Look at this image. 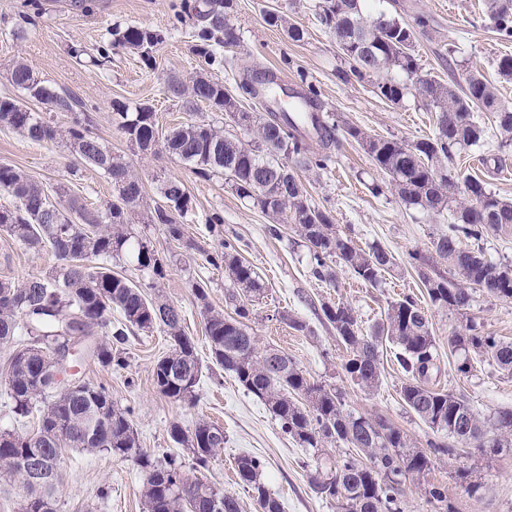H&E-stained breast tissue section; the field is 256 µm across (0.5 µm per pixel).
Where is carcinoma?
<instances>
[{"label":"carcinoma","mask_w":512,"mask_h":512,"mask_svg":"<svg viewBox=\"0 0 512 512\" xmlns=\"http://www.w3.org/2000/svg\"><path fill=\"white\" fill-rule=\"evenodd\" d=\"M368 2L319 0L316 18L335 39L348 64L343 78H372L375 94L398 104L408 86L386 73L415 74L416 35L431 26V18L419 14L412 24L384 13L371 18ZM486 2L492 30L500 39L512 40V0ZM232 6L233 0H222L221 8L202 16L204 25L196 32L195 45L196 54L205 62H216L231 71L237 69L235 58L216 55L214 47L232 48L239 41L229 24ZM265 22L287 25L288 37L295 42L305 38L304 28L286 23L278 14H266ZM115 34L120 44L140 53L146 64H153L154 56L141 53V47H156L161 41L159 34L136 25ZM496 74L495 83L480 70H471L460 87L434 79L422 81L418 94L425 106L438 112L437 133L413 143L376 138L354 126L328 123L320 92L309 84L290 92L297 98L292 111L273 112L268 108L266 116L253 118L246 128L253 134L249 140L211 124L187 122L164 137V148L171 157L192 165L196 173L229 176L239 198L278 224L294 225L306 243L316 279L335 282L334 266L338 264L375 287L384 273L397 266L393 254L379 244L366 251L360 249L336 230L330 213L309 201L305 185L294 172L296 167L324 170L335 162L333 149L341 141L360 143L374 165L389 175L391 190L405 205L448 217L447 231L433 241L435 254L448 264V274L430 273L429 258L418 251L410 254V259L430 301L462 315L470 307L472 292L460 287V279L488 295L512 300V264L489 261L480 247H462V240L478 242L488 231L511 235L512 203L492 193L481 177L466 176L463 186H458L450 168L458 150L476 145L483 138V128L474 121L478 111L493 114L500 146H512V105L501 100L497 86L499 82H512V55L497 60ZM10 81L25 95H33L58 112L74 111V98L44 84L25 61L15 63ZM235 85L234 96L221 95L223 83L200 78L189 85L173 82L169 90L176 97L187 98L192 107L206 104L225 112L234 123L245 113L241 102L264 103L259 88L287 90L273 70L244 68L238 72ZM115 111L118 126L130 144L146 149L157 133L153 108L142 104L130 113L118 102ZM0 126L35 143H53L61 136L57 127L39 118L19 97L0 96ZM66 138L81 160L109 177L119 169L124 179L115 187V200L103 208H88L76 198L69 199L68 207L62 208L50 200L38 180L10 165H0V191L16 202L13 208L0 210V231L30 248L47 246L60 261L68 255L86 257L82 265H62L45 277H32L21 284L0 281V345L12 346L8 379L13 412L21 418L39 412L37 440L0 433V478L18 481L26 488L20 512H55L53 495L62 449L102 451L133 456L146 469L145 512H242L235 497L186 478L182 462L176 457L151 463L139 448L129 412L115 407L104 388L86 384L50 399L44 392L41 374L54 353L64 347L65 337L73 336L80 344L98 330H105L109 339L97 344L94 354L99 362L122 368L130 324L141 330L156 328L170 339L168 353L157 360L153 372L161 395L193 403L201 374L195 343L184 332L178 307L158 296L146 295L131 279L112 272V258L128 252L134 254L138 266L163 277L161 261L154 251L132 240L123 228L128 214L144 202L143 183L78 118L72 119ZM192 209V199L186 193L175 213L155 206L146 215L147 223L164 226L170 239L180 241L181 219ZM206 260L215 266L224 264L235 285L227 294L234 315L226 317L204 305L205 333L213 361L232 372L247 392L260 399L284 433L301 447L320 453L324 444L333 442L348 448L340 463L329 470L318 463L317 476L312 480L314 492L336 503V512H405L401 485L410 478H425L434 466V458L453 451L451 441L485 455H498L512 448L511 408L485 420L463 395L432 386V377L439 371L435 339L417 298L404 295L390 302L384 318L368 332L348 304L325 302L322 312L345 347L346 373L364 391L370 392L380 383L383 343L396 348L394 358L405 376L402 398L433 433L426 450L414 446L407 434L385 416L344 411L341 391L310 381L283 352L270 349L259 353L247 321L255 314V303L263 291L260 277L227 243L223 253L209 255ZM114 309L122 315V321L115 325ZM448 351L463 354L457 367L462 374L470 371L469 354L473 353L512 375V342L484 335L471 323L466 332L448 337ZM170 437L189 449L201 467L224 447V429L204 418L189 433L178 424L171 425ZM235 465L239 479L253 493L258 512H281V504L261 481L262 462L253 456H241ZM425 502L434 509L452 512L448 489L442 485H427Z\"/></svg>","instance_id":"1"}]
</instances>
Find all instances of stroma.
I'll return each mask as SVG.
<instances>
[{
	"label": "stroma",
	"instance_id": "1",
	"mask_svg": "<svg viewBox=\"0 0 512 512\" xmlns=\"http://www.w3.org/2000/svg\"><path fill=\"white\" fill-rule=\"evenodd\" d=\"M314 5L315 0H234L230 23L240 43L227 49V56L255 69L278 70L292 88L304 80L311 82L320 91L326 112L339 125L405 142L433 135L436 114L425 108L415 89H408L404 99L393 104L378 98L368 82L339 79L337 71L344 61L334 38L317 22ZM216 6L217 0H0V96L15 94L9 74L16 61L25 60L39 79L76 97L75 110L89 117L90 133L130 163L144 185L148 204L160 201V189L168 180L183 182L193 199L182 241L170 240L161 225L145 223L139 216L128 226L134 239L162 259L163 276L138 267L125 255L113 258L112 270L133 279L147 295L161 294L181 309L184 330L194 339L201 362L195 404L176 402L157 392L153 368L169 350L167 336L157 330H130L121 369L82 353L77 378L105 388L115 406L129 409L139 446L151 461L179 457L187 478L236 497L242 512H257L247 487L234 474L235 460L242 455L263 462L262 480L283 512H336L310 484L315 472L312 450L288 437L262 401L248 394L233 373L213 363L202 311L207 305L229 311L231 282L223 267L207 263V255L233 244L241 259L261 276L264 291L249 323L258 350L274 348L288 354L312 381L342 391L346 410L386 416L420 448L432 432L401 398L403 374L392 346L383 347L378 390L364 393L344 370L346 351L324 319L322 303L351 305L368 328L383 318L390 301L414 295L436 339L441 371L433 381L435 388L464 395L476 412L489 418L500 409H512V375L478 357L472 358L468 374L457 372L460 357L449 354L448 338L471 319L485 334L512 341V300L477 291L464 316L431 304L409 254L418 251L433 257L432 242L442 226L428 211L406 207L392 194L389 176L354 141L341 143L331 167L301 172L300 178L311 201L331 212L340 233L360 248L378 243L392 252L397 266L375 287L361 284L342 268L336 271L335 284L317 280L294 227L284 224L273 229L270 218L239 199L224 174L200 176L190 165L161 151L132 147L117 126L115 102L131 107L152 104L162 134L186 122L210 123L235 132L225 113L204 104L188 110L184 99L167 91L168 82L202 70L234 90V81L224 69L205 67L193 51L201 14ZM377 9L408 22L420 13L430 16L432 25L419 34L415 47L418 77L459 81L475 68L490 77L497 59L512 54V42L501 41L492 32L483 0H379ZM268 12L299 24L307 32L305 39L291 41L282 28L268 25L264 20ZM129 25L162 34L154 53L155 66H145L115 40L114 30ZM450 50L456 58L452 66L443 59ZM478 120L485 130L483 139L456 154L452 169L462 177L486 175L491 192L512 201V149L500 150L490 113H479ZM501 152L507 155L504 169L486 174L482 158ZM0 163L37 178L59 204L75 197L86 207L100 208L115 194L111 179L80 161L63 140L38 144L0 127ZM58 265L50 249L30 248L0 232V280L19 283L47 275ZM199 286L206 300L198 299L195 289ZM292 317L304 321L307 332L289 327ZM201 417L221 426L225 437L223 450L204 468L169 436L171 424L188 430ZM462 467L469 471L465 482L457 476ZM60 469L62 480L54 492L56 512H143L145 472L134 459L67 448ZM470 481L481 485L476 494L466 490ZM428 482L447 487L454 512H512L510 451L490 456L472 450L438 457L425 482L404 485L406 512H426L424 485Z\"/></svg>",
	"mask_w": 512,
	"mask_h": 512
}]
</instances>
